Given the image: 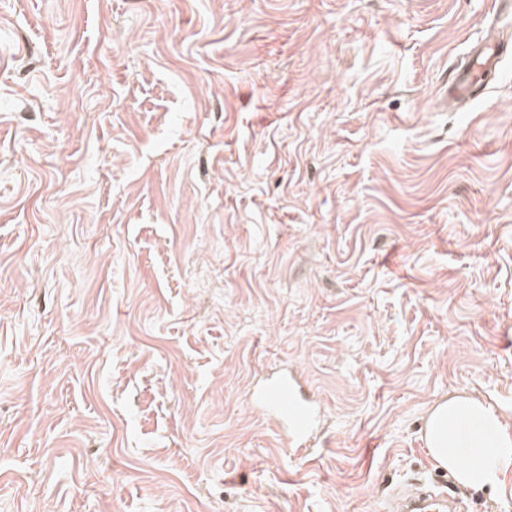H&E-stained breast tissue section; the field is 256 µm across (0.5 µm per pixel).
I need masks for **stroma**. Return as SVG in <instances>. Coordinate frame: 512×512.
<instances>
[{"label": "stroma", "instance_id": "obj_1", "mask_svg": "<svg viewBox=\"0 0 512 512\" xmlns=\"http://www.w3.org/2000/svg\"><path fill=\"white\" fill-rule=\"evenodd\" d=\"M494 3L0 0V512H387L434 401L512 424V58L446 99ZM250 397L254 407L278 427L286 447L301 453L314 446L321 408L302 375L288 369L275 371L255 384Z\"/></svg>", "mask_w": 512, "mask_h": 512}]
</instances>
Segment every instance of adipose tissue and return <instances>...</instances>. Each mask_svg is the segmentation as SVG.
<instances>
[{
	"mask_svg": "<svg viewBox=\"0 0 512 512\" xmlns=\"http://www.w3.org/2000/svg\"><path fill=\"white\" fill-rule=\"evenodd\" d=\"M424 436L435 462L465 487L494 485L512 466V427L474 396L453 394L435 403Z\"/></svg>",
	"mask_w": 512,
	"mask_h": 512,
	"instance_id": "ef3b65f1",
	"label": "adipose tissue"
}]
</instances>
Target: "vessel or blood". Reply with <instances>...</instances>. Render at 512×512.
Returning a JSON list of instances; mask_svg holds the SVG:
<instances>
[{
  "instance_id": "b4317fda",
  "label": "vessel or blood",
  "mask_w": 512,
  "mask_h": 512,
  "mask_svg": "<svg viewBox=\"0 0 512 512\" xmlns=\"http://www.w3.org/2000/svg\"><path fill=\"white\" fill-rule=\"evenodd\" d=\"M510 55L512 41L507 39L473 44L465 64L455 70L449 103H471L485 97L490 90L489 75ZM250 397L254 407L278 427L286 447L299 452L313 447L321 408L302 375L288 369L275 371L255 384Z\"/></svg>"
}]
</instances>
